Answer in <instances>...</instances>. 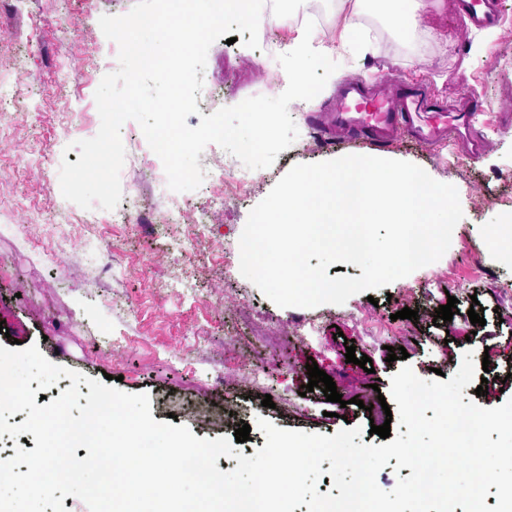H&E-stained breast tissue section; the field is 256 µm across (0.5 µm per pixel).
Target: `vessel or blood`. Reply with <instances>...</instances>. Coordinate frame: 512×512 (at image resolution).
Wrapping results in <instances>:
<instances>
[{"label": "vessel or blood", "instance_id": "1", "mask_svg": "<svg viewBox=\"0 0 512 512\" xmlns=\"http://www.w3.org/2000/svg\"><path fill=\"white\" fill-rule=\"evenodd\" d=\"M459 12L470 25L498 23L491 0H457ZM385 89L373 88L369 79L344 80L336 89V107L320 113L316 123L322 132L341 130L361 134L373 144H384L405 134L435 145L460 136L471 149L482 144L471 133L473 115L456 101L427 94L397 78L385 81Z\"/></svg>", "mask_w": 512, "mask_h": 512}]
</instances>
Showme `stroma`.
<instances>
[{
	"label": "stroma",
	"mask_w": 512,
	"mask_h": 512,
	"mask_svg": "<svg viewBox=\"0 0 512 512\" xmlns=\"http://www.w3.org/2000/svg\"><path fill=\"white\" fill-rule=\"evenodd\" d=\"M455 0H422L421 30L399 37L373 7L354 16L367 49L338 57L339 77H396L423 82L440 96L476 97L475 127L487 144L476 157L452 143L422 146L400 138L375 146L345 137L324 140L313 113L330 109L335 85L311 103L290 104L299 136L267 168L236 186L242 163L215 144L199 157L207 174L199 189L174 192L160 158L138 123L125 122L120 172L129 221L100 207L86 210L61 192L62 162H77L75 141L93 138L101 120L94 94L118 68V45L99 19L128 13L134 0H28L27 15L0 0V67L21 82L19 96L0 112V136L24 143L23 155L0 153V345L38 346L52 363L90 378L118 377L126 393L150 396L155 421L175 420L197 438L233 437L251 424L235 451L254 456L266 438L257 418L278 428L334 435L361 428L360 443L382 445L370 432L368 411L326 401L322 390L302 393L306 364L315 360L340 394L389 395L391 378L409 365L424 380L453 376L465 353L490 359L485 395L474 386L465 400L495 408L512 398V249L496 239L512 220V0H498L501 23L477 29L456 12ZM311 0H266L259 48L216 41L207 54L204 86L213 97L204 112L246 98L281 94L287 75L277 61L308 13ZM76 60L68 83L58 81L62 58ZM369 155L418 165L434 180L454 185L463 211L451 244L437 262L344 304L282 308L240 272L239 238L253 207L297 164ZM180 207L185 223L168 224ZM459 312L434 326L448 296ZM479 301L485 325L473 328L468 310ZM416 320L397 318L403 308ZM261 319L288 337L269 348L250 331ZM343 339H335V332ZM374 370L346 362V340ZM404 347L406 361L387 362L388 347ZM264 376L253 381L252 368ZM271 395L273 407L261 404Z\"/></svg>",
	"instance_id": "35a3bbf8"
}]
</instances>
